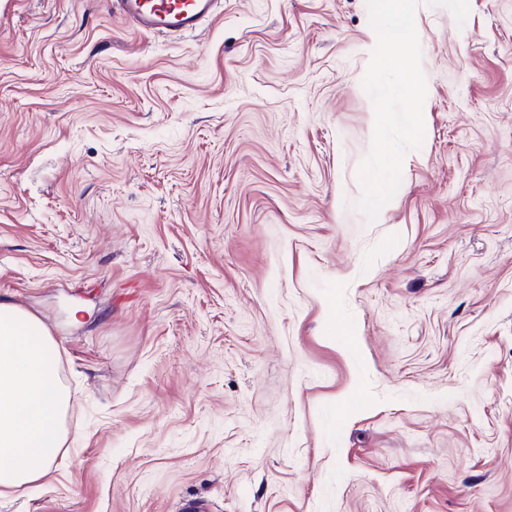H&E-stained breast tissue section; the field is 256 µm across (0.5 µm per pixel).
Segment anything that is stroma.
Wrapping results in <instances>:
<instances>
[{
  "label": "stroma",
  "mask_w": 512,
  "mask_h": 512,
  "mask_svg": "<svg viewBox=\"0 0 512 512\" xmlns=\"http://www.w3.org/2000/svg\"><path fill=\"white\" fill-rule=\"evenodd\" d=\"M222 2L173 39L0 0V298L70 395L0 512H512V0L419 5L371 224L366 0Z\"/></svg>",
  "instance_id": "1"
}]
</instances>
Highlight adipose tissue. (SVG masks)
<instances>
[{
	"mask_svg": "<svg viewBox=\"0 0 512 512\" xmlns=\"http://www.w3.org/2000/svg\"><path fill=\"white\" fill-rule=\"evenodd\" d=\"M56 353L41 319L0 301V497L43 479L63 445L69 394Z\"/></svg>",
	"mask_w": 512,
	"mask_h": 512,
	"instance_id": "1",
	"label": "adipose tissue"
}]
</instances>
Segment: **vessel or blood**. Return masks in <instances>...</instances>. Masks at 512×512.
Instances as JSON below:
<instances>
[{"mask_svg":"<svg viewBox=\"0 0 512 512\" xmlns=\"http://www.w3.org/2000/svg\"><path fill=\"white\" fill-rule=\"evenodd\" d=\"M218 0H112V10L140 29L181 37L211 22Z\"/></svg>","mask_w":512,"mask_h":512,"instance_id":"b4317fda","label":"vessel or blood"}]
</instances>
